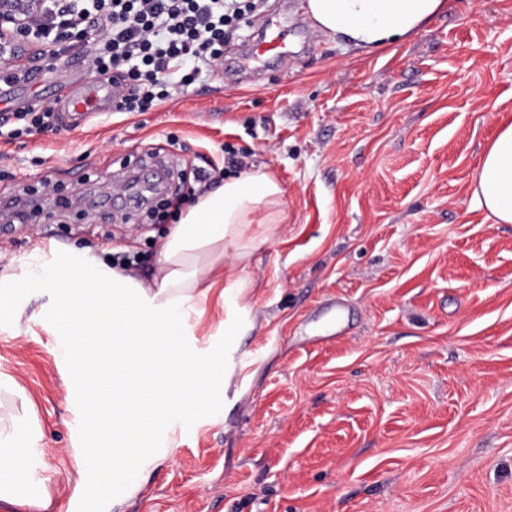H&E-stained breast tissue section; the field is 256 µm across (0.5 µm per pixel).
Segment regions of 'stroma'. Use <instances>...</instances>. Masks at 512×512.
I'll return each instance as SVG.
<instances>
[{
	"instance_id": "stroma-1",
	"label": "stroma",
	"mask_w": 512,
	"mask_h": 512,
	"mask_svg": "<svg viewBox=\"0 0 512 512\" xmlns=\"http://www.w3.org/2000/svg\"><path fill=\"white\" fill-rule=\"evenodd\" d=\"M417 35L369 53L317 31L302 0H263L288 34L255 57L230 36L205 81L148 112L104 106L83 128L0 135V198L19 186L99 196L138 159L171 176L208 158L284 189L277 237L210 301L187 341L222 362L224 392L175 417L177 445L97 512H512V224L476 207L486 145L512 123V0H447ZM80 62L0 90V115L58 87ZM166 224L106 202L45 206L0 235V272L35 246H125L150 273ZM51 288L0 315V374L41 433L31 494L65 512L90 482L72 436L81 396L56 349ZM232 321H225V311Z\"/></svg>"
}]
</instances>
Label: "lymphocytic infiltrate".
I'll use <instances>...</instances> for the list:
<instances>
[{
  "instance_id": "obj_1",
  "label": "lymphocytic infiltrate",
  "mask_w": 512,
  "mask_h": 512,
  "mask_svg": "<svg viewBox=\"0 0 512 512\" xmlns=\"http://www.w3.org/2000/svg\"><path fill=\"white\" fill-rule=\"evenodd\" d=\"M45 0L43 56L87 59L96 77L121 82L120 112H147L196 82L201 67L224 57L230 31L258 20L257 0ZM68 38H60V30ZM12 138L55 131L59 117L34 102L4 119Z\"/></svg>"
}]
</instances>
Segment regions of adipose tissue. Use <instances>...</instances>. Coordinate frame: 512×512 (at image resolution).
<instances>
[{
  "instance_id": "adipose-tissue-1",
  "label": "adipose tissue",
  "mask_w": 512,
  "mask_h": 512,
  "mask_svg": "<svg viewBox=\"0 0 512 512\" xmlns=\"http://www.w3.org/2000/svg\"><path fill=\"white\" fill-rule=\"evenodd\" d=\"M443 7L444 0H305L318 30L367 53L410 38ZM474 181L477 205L497 223L512 224V123L486 148ZM283 195L264 171L226 178L197 195L146 277L86 252L38 247L0 274V314H19L18 289L57 292L62 355L84 369L85 428L77 442L103 494L173 449L171 416L207 408L223 390V368L200 358L183 337L196 305L211 293L244 294L248 283L236 267L274 236ZM230 254L236 265L226 264ZM36 445L18 439L9 416L0 415V502L25 504Z\"/></svg>"
}]
</instances>
